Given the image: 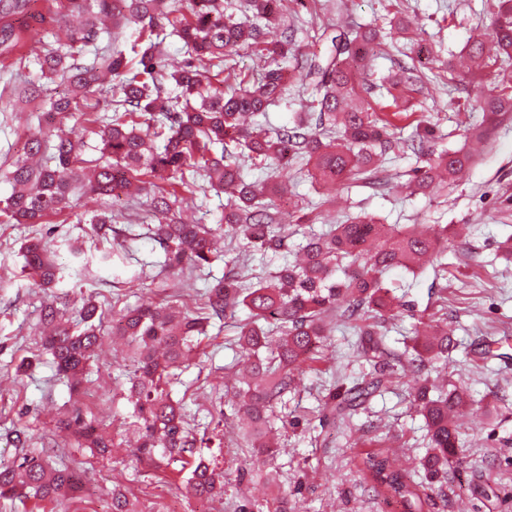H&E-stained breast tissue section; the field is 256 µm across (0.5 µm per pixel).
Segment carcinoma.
I'll return each instance as SVG.
<instances>
[{
	"instance_id": "obj_1",
	"label": "carcinoma",
	"mask_w": 512,
	"mask_h": 512,
	"mask_svg": "<svg viewBox=\"0 0 512 512\" xmlns=\"http://www.w3.org/2000/svg\"><path fill=\"white\" fill-rule=\"evenodd\" d=\"M281 0H246L252 21L245 25L224 20L222 0H58L56 15L86 14L85 23L66 34V42H33L20 18L36 19L31 0H0V56L8 59L18 48L28 47L29 56L40 67L44 83L33 90L43 98L46 112L58 115L83 112L91 124L88 133L98 137L95 151L86 154L84 137L42 135L30 138L24 155L8 173L12 193L0 199V224H41L49 215L70 207L76 191L110 195L135 180L139 189L150 191L151 211L175 213L179 190L204 173L215 192L232 189L220 223L214 228L187 224L174 218L152 228L153 239L164 251L165 265L181 270H202L221 259L213 249L217 234L246 240L260 252H279L286 247L287 225L272 211L273 198L286 188L273 181L256 184L246 179L232 161L231 150L248 152L251 158L278 163L289 155L304 154L311 164L310 177L321 188L331 190L343 182L367 179L383 185L377 174L382 161L397 145L394 124L361 99L354 67L370 47L380 44L375 28L356 33L353 39H332L338 59L322 67L305 59L300 68L316 76L306 117L290 128L269 132L257 125L269 106L279 100L288 85V71L270 65L249 77L234 74L239 89L224 93V80L212 82L210 68L224 65L238 48L252 50L264 59L288 57L291 41L270 40L266 29L277 18ZM496 19L490 37H477L468 44L471 71L483 73L494 84L481 108L490 118L512 112V74L496 68L499 59L512 57V0H497ZM140 26L139 36L147 46L136 52L130 64L125 52L110 48L86 59V48L111 28ZM178 37L189 60L170 68L162 58L161 45L169 36ZM108 74L117 82L120 100L112 103V84L102 81ZM389 88L401 85L424 94L418 69L398 64L395 77H387ZM113 105L105 121L97 117L100 103ZM163 138V144L156 140ZM49 156L53 165H34L31 159ZM468 151L448 149L416 168L408 187L422 191L434 184L455 183L472 164ZM448 243V226L437 224L432 234L418 225L403 227L378 223L365 214L348 224H337L326 233L299 246L293 260L274 275L255 282L243 279L231 268L207 288L194 309L138 305L124 307L116 334L131 348L133 370L128 400L138 433L137 460L154 469L181 464L189 470L186 484L202 499L223 495L231 472L222 470L198 453L201 445L218 438L223 418L214 421V437H197L185 412L184 400L171 398L167 386L169 369L189 361L195 339L205 334L212 321L230 317L235 309L249 311L237 325L241 363L236 392V415L242 421V439L252 456L269 463L278 453L274 408L292 391L296 374L319 360L332 325V313L345 322L360 321L358 357L369 364V380L332 395L331 410L342 417L366 408L371 398L389 389V361L410 374L411 405L425 421L427 456L423 467L434 480L449 474L459 460L462 441L454 417L469 405V395L452 381L437 386L429 367L448 361L455 348L448 329L439 324H414L404 337L410 356L402 359L387 351L383 335L373 319L398 313L401 298L383 280L396 268L415 271L441 254ZM24 272L40 287L53 288L59 268L50 242L30 238L22 246ZM101 305L90 294L72 321L65 312L48 307L44 321L53 326L43 346L52 356L56 373L78 393L90 360L99 345L101 324L96 317ZM59 428L75 429L84 447L96 458H105L118 447L112 433L83 418L80 410L58 420ZM18 458L0 466V498L25 497L62 505L82 498L84 470L56 467L42 452L29 449L21 431L13 438ZM362 471L401 506V512H425L426 501L403 472L392 467L381 442L361 458ZM105 512H138L123 493L112 491Z\"/></svg>"
}]
</instances>
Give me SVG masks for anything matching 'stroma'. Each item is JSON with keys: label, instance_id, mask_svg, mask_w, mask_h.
Returning a JSON list of instances; mask_svg holds the SVG:
<instances>
[{"label": "stroma", "instance_id": "1", "mask_svg": "<svg viewBox=\"0 0 512 512\" xmlns=\"http://www.w3.org/2000/svg\"><path fill=\"white\" fill-rule=\"evenodd\" d=\"M400 2L403 15L416 19V26L407 38L387 39L376 47L369 73L359 77L373 86L375 96H382L380 78L410 57L425 81L424 111L394 120L401 146L385 165L386 189L351 181L335 195L325 194L309 177L301 157L281 167L245 156L239 163L250 180L262 182L271 176L286 186L278 206L304 219L300 233L288 239L292 246L303 242L307 233L325 231L360 213L385 224L470 225L467 237H449L441 263L414 274L399 269L387 275L415 313L428 307L443 309L457 343L445 372L468 390L472 403L457 418L465 435L453 476L437 489L426 477L424 419L409 404L407 378L393 377L388 391L374 396L368 410L342 419L332 412L330 392L351 386L369 370L357 357V330L350 323L335 328L322 360L297 376L277 423L282 448L271 466H262L239 450L240 422L233 397L237 381L228 367L239 355L235 325L248 317L240 308L233 319L208 326L201 348L171 395L185 398L197 424L207 425L212 415L223 414L224 445L232 449L231 465L243 472L244 480L225 486L220 502L190 496L180 476L172 474L167 483H159L137 463L123 440L125 425L133 420L126 398L131 366L129 347L113 334L116 319L127 305L178 298L193 303L210 277L223 275L225 266L219 260L206 273H172L152 238L154 218L145 195L133 197L124 191L113 198L79 192L63 215L47 217L45 223L0 224V463L11 464L16 457L14 431H25L30 450L36 452L56 439L60 462L86 468L89 492L84 500L65 503L61 512H96L115 488L126 493L138 512H238L244 499L275 497L287 498L288 512H401L384 505L378 489L360 470L363 449L355 441L367 432L397 442L393 463L428 495L427 512H512V261L501 258L498 249L512 236V121L474 147L472 130L482 120L476 101L488 86L467 79L457 88L448 86V68L465 55L472 35L491 29L495 0ZM390 18L388 0H286L270 34H293L297 54L325 64L333 57V37L360 26L385 28ZM37 77L35 62L22 67L0 62V199L11 192L6 174L12 162L22 156L27 136L40 128L39 100L19 94L22 85ZM423 119L437 123L440 132L426 144V152L474 147L478 154L453 188L413 195L407 183L422 159L409 144ZM129 209L140 214L141 223H116L117 234L108 244L112 256L101 261L106 244L92 231L88 218L105 210L117 214ZM40 235L51 240L63 272L57 287L45 290L21 273L20 246L24 239ZM76 246L81 256H73ZM83 293L105 301L115 298L119 305L105 311L104 336L87 393L77 396L56 376L41 345V313L58 298L73 303ZM25 357L37 360L26 376L15 370ZM76 406L84 418L110 427L120 440L111 458L101 460L89 449L76 448L73 432H55L56 420ZM269 468L276 470V481L267 480Z\"/></svg>", "mask_w": 512, "mask_h": 512}]
</instances>
